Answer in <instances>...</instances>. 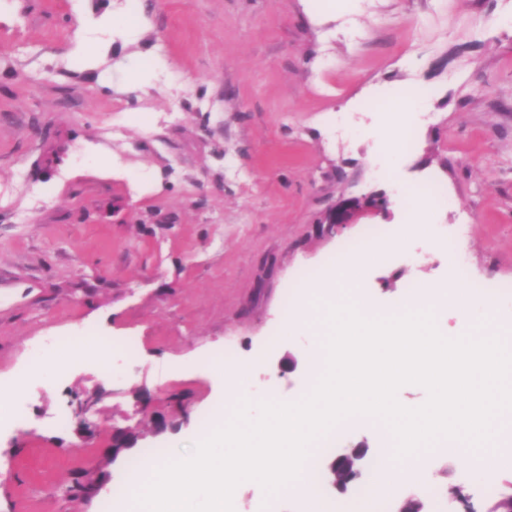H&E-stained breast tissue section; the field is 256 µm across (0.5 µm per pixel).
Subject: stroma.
Here are the masks:
<instances>
[{
    "mask_svg": "<svg viewBox=\"0 0 512 512\" xmlns=\"http://www.w3.org/2000/svg\"><path fill=\"white\" fill-rule=\"evenodd\" d=\"M132 10L135 36L110 29ZM408 86L426 95L400 113L393 153L375 103ZM434 181L446 202L412 232L403 192ZM381 193L388 213L322 231L339 197ZM462 217L469 280L512 308V0H0V379L62 336L136 343L27 383L21 421L0 427V512H111L128 477L106 453L113 428H135L141 450H193L224 394L213 358L257 360L253 402L301 397L316 356L311 336L283 333L285 294L301 299L376 225L402 246L366 267L364 303L385 314L460 286L448 244ZM386 430L335 426L316 471L362 442L381 455ZM81 471L104 473L101 493L63 499ZM510 479L438 448L385 512L427 485L429 512H447L449 481L482 501Z\"/></svg>",
    "mask_w": 512,
    "mask_h": 512,
    "instance_id": "1",
    "label": "stroma"
}]
</instances>
